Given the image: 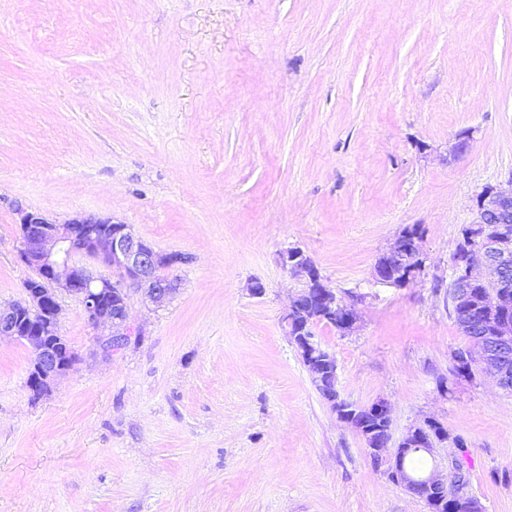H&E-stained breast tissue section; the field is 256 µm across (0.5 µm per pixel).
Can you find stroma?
I'll use <instances>...</instances> for the list:
<instances>
[{
	"label": "stroma",
	"mask_w": 512,
	"mask_h": 512,
	"mask_svg": "<svg viewBox=\"0 0 512 512\" xmlns=\"http://www.w3.org/2000/svg\"><path fill=\"white\" fill-rule=\"evenodd\" d=\"M511 180L512 0H0V303L31 275L14 201L191 258L171 302L131 293L111 356L61 295L80 360L48 397L0 340V512H429L286 335L291 246L366 296L351 334L312 328L341 398L387 400L396 441L437 418L464 441L437 460L512 512V391L455 376L448 293L477 192ZM411 225L424 276L373 285Z\"/></svg>",
	"instance_id": "35a3bbf8"
}]
</instances>
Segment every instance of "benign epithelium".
<instances>
[{"instance_id": "obj_1", "label": "benign epithelium", "mask_w": 512, "mask_h": 512, "mask_svg": "<svg viewBox=\"0 0 512 512\" xmlns=\"http://www.w3.org/2000/svg\"><path fill=\"white\" fill-rule=\"evenodd\" d=\"M14 212L20 239L19 257L31 270L32 277L24 284L26 299L0 304V337L17 340L30 350L28 389L40 399L51 394L57 379L66 375L78 359L59 330L62 314L59 293L74 298L94 328L110 330L109 334L101 335L100 347L112 355L121 351L132 335L128 325L130 291L140 290L158 305L171 301L179 291V281L168 275L160 276L157 270L161 265L174 269L186 264L188 256L181 252H159L136 236L128 225L114 223L109 218L77 216L57 223L21 204L14 206ZM472 224H485L487 228L467 247L463 261L452 266L450 290L461 296L470 279H483L491 288L490 295L496 298L484 304L492 331H487L482 322L472 326L473 312L467 308L455 312V318L471 328L470 350L480 357V370L494 372L499 385L512 391V371L506 364L512 357V320L495 318L497 307L506 299L499 289L509 287L512 279V189L484 187L476 198ZM406 234L407 229H402L379 253L373 268V284L402 288L424 275L426 256L419 245L421 235H416L407 246ZM78 250L111 269L115 278L76 262L74 255ZM280 260L292 277L304 281V288L283 316L290 340L323 399L340 420L355 429L354 417L359 406L342 399L336 384L323 385L322 372L311 352L315 348L314 340L300 334L296 316L301 302L307 299L319 315L336 320L340 333L345 335L356 328L355 302L362 296L351 293L344 298L325 285L315 264L299 247L284 250ZM369 408L371 414L383 420L387 435L365 438L367 451L376 458L377 467L383 469L389 480L410 491L423 488L420 498L429 512H436V506L448 502L455 512H475L481 507L459 480L462 465L458 458H449L443 465L435 463L428 473L417 478L404 466L405 446L410 441H416V447L431 457L437 445L448 441V430L440 421L429 418L410 428L400 441L402 447L391 450L387 446L391 426L389 403L377 400Z\"/></svg>"}]
</instances>
